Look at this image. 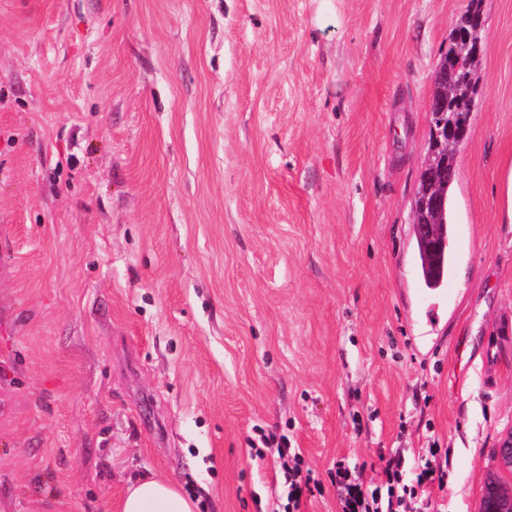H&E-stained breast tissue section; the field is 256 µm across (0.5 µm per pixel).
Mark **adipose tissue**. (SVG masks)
<instances>
[{
	"instance_id": "adipose-tissue-1",
	"label": "adipose tissue",
	"mask_w": 512,
	"mask_h": 512,
	"mask_svg": "<svg viewBox=\"0 0 512 512\" xmlns=\"http://www.w3.org/2000/svg\"><path fill=\"white\" fill-rule=\"evenodd\" d=\"M195 501L172 481L146 476L128 486L121 512H195Z\"/></svg>"
}]
</instances>
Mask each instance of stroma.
<instances>
[{
	"mask_svg": "<svg viewBox=\"0 0 512 512\" xmlns=\"http://www.w3.org/2000/svg\"><path fill=\"white\" fill-rule=\"evenodd\" d=\"M484 18L449 297L411 205L433 74ZM512 0H0V501L336 512L402 454L479 512L512 431ZM299 467L288 468V483L291 490L288 493L287 504L284 505V512H304L307 504V493H312L309 487V475L306 477L302 486V477L299 478ZM195 501L172 481L146 476L127 487L122 512H195Z\"/></svg>",
	"mask_w": 512,
	"mask_h": 512,
	"instance_id": "35a3bbf8",
	"label": "stroma"
}]
</instances>
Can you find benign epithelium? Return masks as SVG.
<instances>
[{"instance_id":"1","label":"benign epithelium","mask_w":512,"mask_h":512,"mask_svg":"<svg viewBox=\"0 0 512 512\" xmlns=\"http://www.w3.org/2000/svg\"><path fill=\"white\" fill-rule=\"evenodd\" d=\"M467 46L456 53L451 62L437 68L433 81L431 100L444 103L448 99V87L466 86L473 89V73L481 58V40L466 38ZM462 143L455 125L433 127V137L420 176L421 187L412 201L413 231L427 238L433 235V225L445 201L444 189L453 179L450 159L457 155ZM497 467L512 469V431L499 442L494 452ZM481 512H512V485L505 486L496 480L484 483Z\"/></svg>"}]
</instances>
